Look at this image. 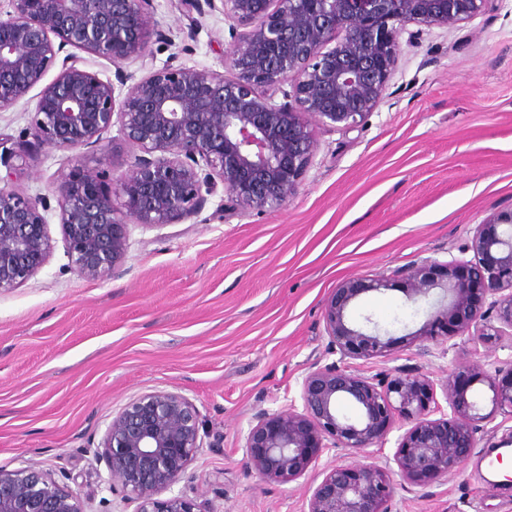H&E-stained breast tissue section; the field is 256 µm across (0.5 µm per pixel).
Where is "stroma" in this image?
<instances>
[{
    "instance_id": "obj_1",
    "label": "stroma",
    "mask_w": 512,
    "mask_h": 512,
    "mask_svg": "<svg viewBox=\"0 0 512 512\" xmlns=\"http://www.w3.org/2000/svg\"><path fill=\"white\" fill-rule=\"evenodd\" d=\"M163 37H150L148 68L167 63L223 70L230 23L221 9L197 12L184 0H154ZM397 71L376 112L359 127L315 126L319 149L299 195L283 209L225 218L210 196L184 224L128 227L129 247L109 279L69 266L58 209L48 214L55 249L18 288L0 293V469L35 466L64 478L88 512H122L94 451L106 425L134 396L182 390L206 420L209 438L177 491L212 500L219 512H307L323 469L362 454L324 451L298 480L260 479L242 444L257 412L300 400L312 363L330 351L323 307L347 279L371 277L421 257L447 259L477 224L512 207V0L458 28L402 32ZM35 98L0 112V136L29 139ZM134 152L119 127L85 167L126 169ZM71 152L30 148L17 186L50 195ZM430 306L397 287L360 295L354 324L372 322L391 339L374 373L420 367L432 380L474 357L512 362V341L449 350L412 342ZM454 474L397 489L389 512H512V481L487 465L512 440V420L493 416Z\"/></svg>"
}]
</instances>
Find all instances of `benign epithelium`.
<instances>
[{
    "instance_id": "7a95c632",
    "label": "benign epithelium",
    "mask_w": 512,
    "mask_h": 512,
    "mask_svg": "<svg viewBox=\"0 0 512 512\" xmlns=\"http://www.w3.org/2000/svg\"><path fill=\"white\" fill-rule=\"evenodd\" d=\"M244 27L224 55L230 75L168 64L130 84L120 65L145 60L150 35L162 36L153 0H7L0 16V111L38 87L33 139L70 151L103 146L117 124L134 161L112 175L72 166L53 186L71 269L104 280L121 266L128 225L183 224L224 193L222 207L275 211L299 194L316 153L313 123L349 129L383 102L409 26L453 28L489 11L493 0H220ZM117 66L116 81L86 70L73 50ZM59 67L46 83L47 73ZM126 88L116 92V86ZM283 101H276V94ZM25 144L0 151V293L17 288L48 262L50 201L16 187L14 160ZM469 260L420 258L404 268L342 282L324 306L329 346L346 360L383 358L390 342L353 326L347 308L359 295L396 282L410 298L441 291L414 339L444 345L480 328L486 342L512 339V209L477 225ZM484 383L491 409L470 391ZM441 390L449 411L437 400ZM358 407L350 419L337 403ZM290 403L255 414L244 455L265 480L300 478L329 449L364 452L402 431L384 464L335 465L309 498L308 512H386L396 486L424 487L461 468L476 447L479 423L512 418V369L475 360L440 384L413 370L385 377L357 367L314 365ZM197 406L177 390L142 393L107 425L96 459L109 490L134 512H217L207 501L172 493L203 447ZM0 512H87L84 499L34 466L0 470Z\"/></svg>"
}]
</instances>
